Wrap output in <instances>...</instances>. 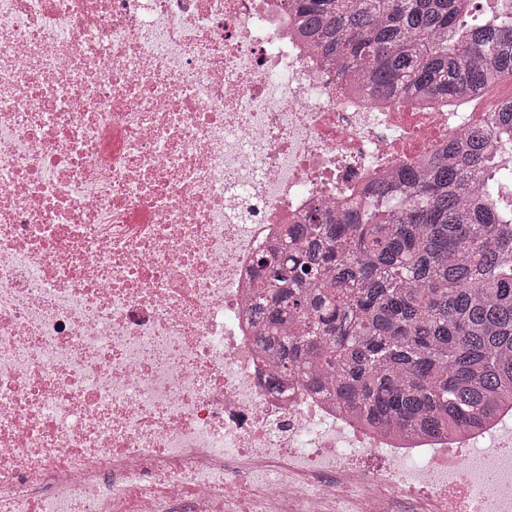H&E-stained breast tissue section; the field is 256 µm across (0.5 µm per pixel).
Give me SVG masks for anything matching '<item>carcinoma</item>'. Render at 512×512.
I'll use <instances>...</instances> for the list:
<instances>
[{"label":"carcinoma","mask_w":512,"mask_h":512,"mask_svg":"<svg viewBox=\"0 0 512 512\" xmlns=\"http://www.w3.org/2000/svg\"><path fill=\"white\" fill-rule=\"evenodd\" d=\"M340 75L401 105L466 107L512 79V12L497 0H288ZM251 316L283 375L368 425L478 436L512 411V100L419 167L320 207L261 255Z\"/></svg>","instance_id":"cac0c4a2"}]
</instances>
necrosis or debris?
Wrapping results in <instances>:
<instances>
[{"mask_svg":"<svg viewBox=\"0 0 512 512\" xmlns=\"http://www.w3.org/2000/svg\"><path fill=\"white\" fill-rule=\"evenodd\" d=\"M488 117L337 83L285 0H0V512H512L511 449L269 389L250 315L287 225Z\"/></svg>","mask_w":512,"mask_h":512,"instance_id":"1","label":"necrosis or debris"}]
</instances>
